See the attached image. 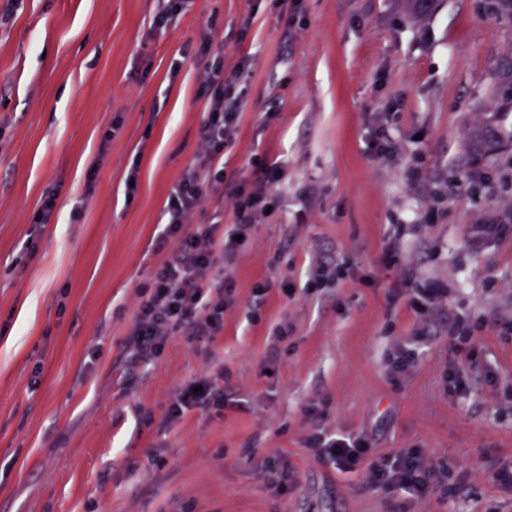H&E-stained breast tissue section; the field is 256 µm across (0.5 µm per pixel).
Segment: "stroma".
Returning a JSON list of instances; mask_svg holds the SVG:
<instances>
[{
	"mask_svg": "<svg viewBox=\"0 0 512 512\" xmlns=\"http://www.w3.org/2000/svg\"><path fill=\"white\" fill-rule=\"evenodd\" d=\"M488 4L188 0L158 27L166 0H0V512H512L493 478L512 461V338L495 327L512 319V235L481 230L512 222V149L457 166L512 51ZM205 32L225 70L247 64L225 178L251 180L257 158L285 174L224 267L223 332L171 338L139 375L125 342L195 160ZM405 275L445 289L429 315L393 296ZM460 316L464 400L448 392ZM218 372L223 408L169 421L178 387ZM316 431L364 439L367 464L320 463ZM406 450L456 496L371 487L368 463Z\"/></svg>",
	"mask_w": 512,
	"mask_h": 512,
	"instance_id": "35a3bbf8",
	"label": "stroma"
}]
</instances>
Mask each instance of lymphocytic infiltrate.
Instances as JSON below:
<instances>
[{"mask_svg":"<svg viewBox=\"0 0 512 512\" xmlns=\"http://www.w3.org/2000/svg\"><path fill=\"white\" fill-rule=\"evenodd\" d=\"M235 83V76L225 75L221 59L204 62L199 75L200 94L206 100L203 131L194 164L183 172L167 200L162 239L172 243L171 255L139 288L140 302L127 340L133 362L157 359L172 337L197 344L224 330L231 287L216 272L236 257L241 243L225 236L222 224L194 223L202 205L232 199L234 215L245 231L277 203L271 188L284 176L281 165L256 160L247 185L225 179L223 170L216 167L237 134ZM223 403L224 391L217 380L199 378L179 390L169 418L176 421L185 411L217 408ZM307 444L321 462L340 470L356 469L368 448L360 438L328 439L320 433L311 434ZM368 472L370 486L389 491L423 492L435 478L434 469L412 450L371 463Z\"/></svg>","mask_w":512,"mask_h":512,"instance_id":"1","label":"lymphocytic infiltrate"}]
</instances>
